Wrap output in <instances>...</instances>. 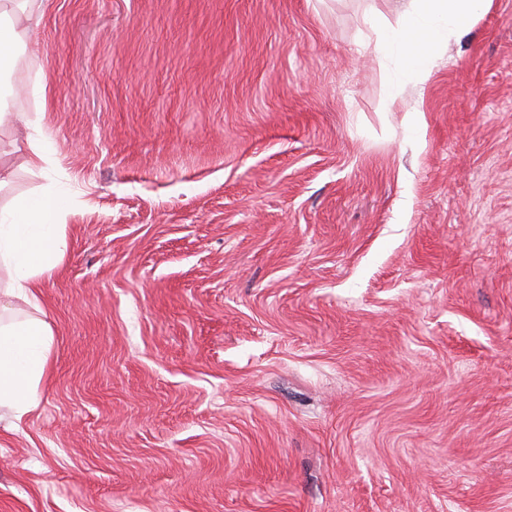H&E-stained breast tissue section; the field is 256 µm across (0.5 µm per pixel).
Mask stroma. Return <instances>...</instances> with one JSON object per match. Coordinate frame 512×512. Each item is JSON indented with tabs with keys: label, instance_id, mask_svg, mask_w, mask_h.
Returning a JSON list of instances; mask_svg holds the SVG:
<instances>
[{
	"label": "stroma",
	"instance_id": "stroma-1",
	"mask_svg": "<svg viewBox=\"0 0 512 512\" xmlns=\"http://www.w3.org/2000/svg\"><path fill=\"white\" fill-rule=\"evenodd\" d=\"M409 3L19 15L0 205L63 196L67 249L0 512H512V0L422 84Z\"/></svg>",
	"mask_w": 512,
	"mask_h": 512
}]
</instances>
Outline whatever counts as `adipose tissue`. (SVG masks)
<instances>
[{
    "mask_svg": "<svg viewBox=\"0 0 512 512\" xmlns=\"http://www.w3.org/2000/svg\"><path fill=\"white\" fill-rule=\"evenodd\" d=\"M483 0H410V21L381 32V52L399 57L418 80H426L447 42L478 10ZM65 206L54 194L19 199L0 209V271L7 275L0 294L29 308L0 320V419L19 429L39 405L54 347L50 324L42 317L35 282L62 261L67 247L61 219Z\"/></svg>",
    "mask_w": 512,
    "mask_h": 512,
    "instance_id": "adipose-tissue-1",
    "label": "adipose tissue"
}]
</instances>
